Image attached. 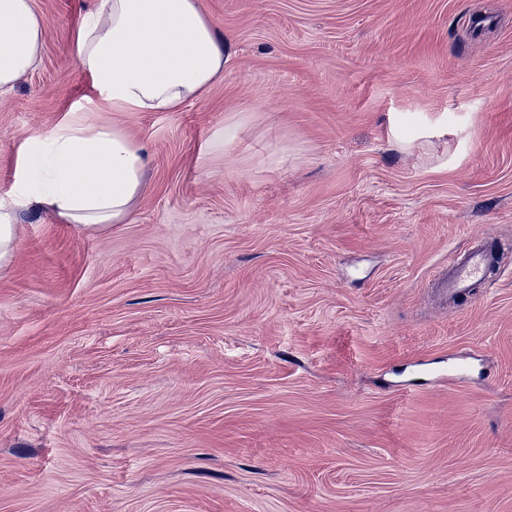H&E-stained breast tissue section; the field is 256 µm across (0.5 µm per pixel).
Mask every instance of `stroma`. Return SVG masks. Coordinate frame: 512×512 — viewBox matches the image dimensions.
Returning a JSON list of instances; mask_svg holds the SVG:
<instances>
[{
  "label": "stroma",
  "mask_w": 512,
  "mask_h": 512,
  "mask_svg": "<svg viewBox=\"0 0 512 512\" xmlns=\"http://www.w3.org/2000/svg\"><path fill=\"white\" fill-rule=\"evenodd\" d=\"M96 4L33 0L0 195L74 116L145 190L99 234L17 214L0 512H512V0H201L230 60L173 112L78 67ZM477 243L499 267L439 305Z\"/></svg>",
  "instance_id": "35a3bbf8"
}]
</instances>
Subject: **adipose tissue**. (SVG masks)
<instances>
[{
  "mask_svg": "<svg viewBox=\"0 0 512 512\" xmlns=\"http://www.w3.org/2000/svg\"><path fill=\"white\" fill-rule=\"evenodd\" d=\"M42 33L32 0H0V89L37 68ZM76 60L113 111L170 112L223 77L229 52L200 0H98ZM148 162L117 127L71 121L26 138L14 190L0 198V271L17 247V211L39 207L90 232L128 223Z\"/></svg>",
  "mask_w": 512,
  "mask_h": 512,
  "instance_id": "adipose-tissue-1",
  "label": "adipose tissue"
}]
</instances>
